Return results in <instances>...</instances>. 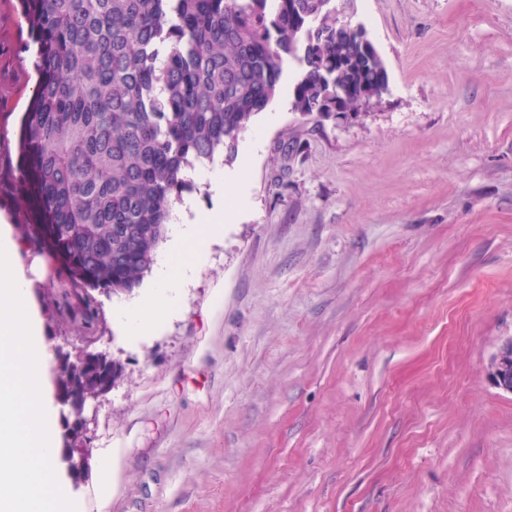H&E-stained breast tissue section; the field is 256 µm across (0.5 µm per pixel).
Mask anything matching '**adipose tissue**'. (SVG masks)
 Listing matches in <instances>:
<instances>
[{
    "label": "adipose tissue",
    "mask_w": 512,
    "mask_h": 512,
    "mask_svg": "<svg viewBox=\"0 0 512 512\" xmlns=\"http://www.w3.org/2000/svg\"><path fill=\"white\" fill-rule=\"evenodd\" d=\"M204 177L215 191L214 206L203 210L185 202L150 291L116 310L129 335L152 334L175 311L183 288L208 259V240L223 234L225 223L245 205L241 194L233 205L223 203L234 176L217 167ZM25 249L14 225L0 219V512H76L55 468L57 417L47 384L51 352L32 301L35 269L25 264Z\"/></svg>",
    "instance_id": "adipose-tissue-1"
}]
</instances>
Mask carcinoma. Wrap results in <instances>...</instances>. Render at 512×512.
Instances as JSON below:
<instances>
[{
    "label": "carcinoma",
    "instance_id": "obj_1",
    "mask_svg": "<svg viewBox=\"0 0 512 512\" xmlns=\"http://www.w3.org/2000/svg\"><path fill=\"white\" fill-rule=\"evenodd\" d=\"M355 0H20L38 79L0 182L23 208L19 239L58 262L63 305L50 321L91 328L94 292L129 295L152 271L189 172L220 154L280 92L297 63L291 110L316 121L381 104L378 53L336 31ZM61 366L70 420L107 373Z\"/></svg>",
    "mask_w": 512,
    "mask_h": 512
}]
</instances>
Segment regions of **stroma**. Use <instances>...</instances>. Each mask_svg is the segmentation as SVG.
Here are the masks:
<instances>
[{
	"label": "stroma",
	"mask_w": 512,
	"mask_h": 512,
	"mask_svg": "<svg viewBox=\"0 0 512 512\" xmlns=\"http://www.w3.org/2000/svg\"><path fill=\"white\" fill-rule=\"evenodd\" d=\"M389 93L239 139L248 205L150 336L101 298L122 374L88 409L80 512H512V0H357ZM0 0V113L36 84ZM115 457L112 494L97 492ZM490 377L497 388L512 394V337L499 346L491 363Z\"/></svg>",
	"instance_id": "stroma-1"
}]
</instances>
